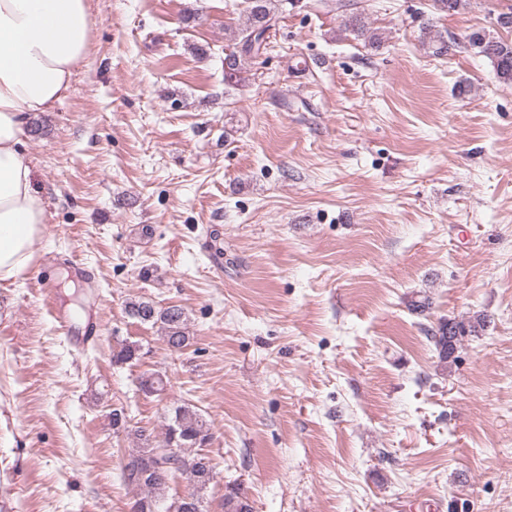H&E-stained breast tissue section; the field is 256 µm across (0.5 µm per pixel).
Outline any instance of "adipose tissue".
Here are the masks:
<instances>
[{"label": "adipose tissue", "mask_w": 512, "mask_h": 512, "mask_svg": "<svg viewBox=\"0 0 512 512\" xmlns=\"http://www.w3.org/2000/svg\"><path fill=\"white\" fill-rule=\"evenodd\" d=\"M89 0H0V281L15 279L43 232L46 202L23 156L28 120L70 93L92 30Z\"/></svg>", "instance_id": "ef3b65f1"}]
</instances>
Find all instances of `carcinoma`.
Here are the masks:
<instances>
[{
	"instance_id": "cac0c4a2",
	"label": "carcinoma",
	"mask_w": 512,
	"mask_h": 512,
	"mask_svg": "<svg viewBox=\"0 0 512 512\" xmlns=\"http://www.w3.org/2000/svg\"><path fill=\"white\" fill-rule=\"evenodd\" d=\"M322 6L342 17L343 31L353 33L369 47L378 49L384 43L383 32L371 26L365 9L351 0H332ZM282 0H247L245 25L234 32L233 50L224 57V82L236 85L243 74L250 71L267 50L270 30L282 12ZM422 44L433 56L450 53L452 45L436 29L429 18L420 28ZM474 55L487 59L500 82L512 85V41H505L484 28L467 33L460 42ZM127 313L142 323L157 325L163 339L172 351L187 347L190 336L187 316L179 306L165 308L142 298L127 302ZM486 327L485 318L467 327L461 322L442 321L431 330L433 342L441 363L454 360L459 341L466 333H475ZM139 447L128 454L122 468L123 481L139 494L131 503L130 512H200L202 500L198 492L207 488L214 478L211 459L201 452L210 439V428L200 414L188 406H177L169 415L165 437L161 441L150 439L137 431ZM183 476L196 492L178 497H166L168 483L176 476Z\"/></svg>"
}]
</instances>
